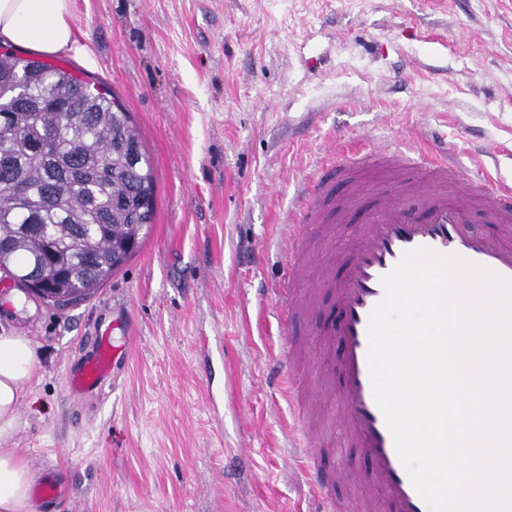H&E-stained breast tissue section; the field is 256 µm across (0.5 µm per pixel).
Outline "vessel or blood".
<instances>
[{
	"mask_svg": "<svg viewBox=\"0 0 512 512\" xmlns=\"http://www.w3.org/2000/svg\"><path fill=\"white\" fill-rule=\"evenodd\" d=\"M366 218L341 256L342 273L328 278L336 317L326 331L338 349L336 421L347 446L358 449L368 462L366 482L374 490L363 500L365 512H429L415 490L394 447L377 406L367 363L368 320L382 299V277L404 253L428 247L456 254L512 278V183L499 182L483 169L470 170L448 157V145L417 139L400 148L348 149L345 156L323 167L306 181L299 208L290 215L297 229L288 235L286 282L302 279L315 261L312 234L324 224H342L355 211ZM491 224L494 234L476 230ZM121 342H114L113 330ZM123 318L97 332L78 367L67 375L71 395L98 394L115 384V369L129 354L132 338ZM288 432L300 449L299 458L317 502L315 512H348L332 492L333 483L355 481L354 473L339 467L334 480L319 469L320 441L303 418ZM63 484L38 482L33 496L53 504L64 498Z\"/></svg>",
	"mask_w": 512,
	"mask_h": 512,
	"instance_id": "vessel-or-blood-1",
	"label": "vessel or blood"
}]
</instances>
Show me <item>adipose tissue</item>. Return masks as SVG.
Here are the masks:
<instances>
[{
	"label": "adipose tissue",
	"instance_id": "obj_1",
	"mask_svg": "<svg viewBox=\"0 0 512 512\" xmlns=\"http://www.w3.org/2000/svg\"><path fill=\"white\" fill-rule=\"evenodd\" d=\"M71 0H0V44L54 55L74 45ZM30 337L0 334V512H30L32 474L6 447L20 428L23 389L37 373Z\"/></svg>",
	"mask_w": 512,
	"mask_h": 512
}]
</instances>
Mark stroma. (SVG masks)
I'll return each mask as SVG.
<instances>
[{
  "label": "stroma",
  "mask_w": 512,
  "mask_h": 512,
  "mask_svg": "<svg viewBox=\"0 0 512 512\" xmlns=\"http://www.w3.org/2000/svg\"><path fill=\"white\" fill-rule=\"evenodd\" d=\"M72 25L46 61L128 110L156 213L93 297L0 296V333L38 353L8 445L67 482L54 512H305L271 371L305 370L332 469L338 351L327 289L281 285L288 213L307 175L367 141L437 137L512 181V0H72ZM351 230L312 243L314 274L339 275ZM290 299L304 312L284 335L270 311ZM115 312L136 338L115 387L71 397L69 368Z\"/></svg>",
  "instance_id": "obj_1"
}]
</instances>
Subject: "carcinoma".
<instances>
[{
    "label": "carcinoma",
    "mask_w": 512,
    "mask_h": 512,
    "mask_svg": "<svg viewBox=\"0 0 512 512\" xmlns=\"http://www.w3.org/2000/svg\"><path fill=\"white\" fill-rule=\"evenodd\" d=\"M155 198L150 157L112 93L50 64L0 52V270L47 269L84 300L139 249ZM146 209L139 214L140 209Z\"/></svg>",
    "instance_id": "1"
}]
</instances>
